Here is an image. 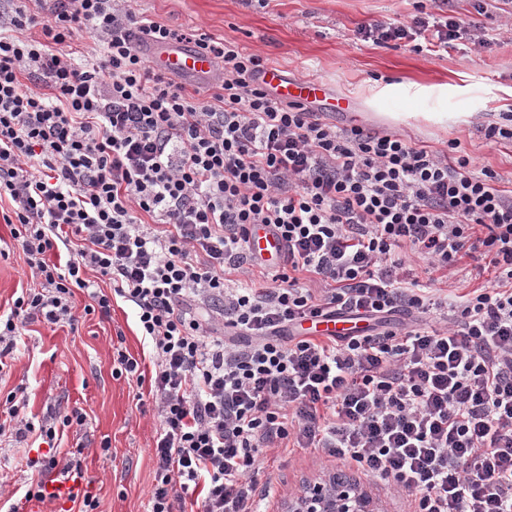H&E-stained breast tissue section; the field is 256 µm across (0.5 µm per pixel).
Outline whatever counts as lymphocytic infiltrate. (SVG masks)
Listing matches in <instances>:
<instances>
[{"label":"lymphocytic infiltrate","mask_w":512,"mask_h":512,"mask_svg":"<svg viewBox=\"0 0 512 512\" xmlns=\"http://www.w3.org/2000/svg\"><path fill=\"white\" fill-rule=\"evenodd\" d=\"M82 30L96 49L78 63ZM356 34L491 43L448 14ZM148 39L194 44L221 80L188 91L148 64ZM264 69L132 0H15L0 14V220L32 280L0 318V359L32 321L74 325L75 290L88 315L109 317L116 296L133 307L161 417L150 512H184L196 483L198 512H260L263 455L291 441L415 497L416 512H512V189L467 156L276 99ZM257 224L282 238L281 266L251 254ZM411 254L446 278L477 255L491 278L439 297L405 277ZM398 312L410 324L386 329ZM336 317L366 326L300 333ZM5 403L0 436L50 444L85 421L59 409L37 426L15 395Z\"/></svg>","instance_id":"1"}]
</instances>
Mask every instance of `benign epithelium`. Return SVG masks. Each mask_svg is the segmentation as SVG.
Returning <instances> with one entry per match:
<instances>
[{
  "instance_id": "obj_1",
  "label": "benign epithelium",
  "mask_w": 512,
  "mask_h": 512,
  "mask_svg": "<svg viewBox=\"0 0 512 512\" xmlns=\"http://www.w3.org/2000/svg\"><path fill=\"white\" fill-rule=\"evenodd\" d=\"M284 512H381V507L348 472L336 471L306 483L285 502Z\"/></svg>"
}]
</instances>
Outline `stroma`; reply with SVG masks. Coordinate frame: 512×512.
Masks as SVG:
<instances>
[{
	"label": "stroma",
	"instance_id": "stroma-1",
	"mask_svg": "<svg viewBox=\"0 0 512 512\" xmlns=\"http://www.w3.org/2000/svg\"><path fill=\"white\" fill-rule=\"evenodd\" d=\"M416 0H139L137 7L173 28H197L236 42L295 79H316L352 101L347 113L331 116L337 127L353 125L403 135L436 150L460 144L474 169L489 167L512 178V143L491 144L485 127L512 112V0L477 13L472 0H425L426 10L486 27L493 41L480 49L415 52L401 44L376 46L356 37L358 25L372 20L404 21ZM28 266L15 248L9 225L0 222V314L9 313L20 289L28 287ZM80 316L74 327L41 321L27 325L13 355L0 369V401L23 390L25 412L41 422L48 408L76 409L81 429H65L53 445L37 435L0 439V475L13 479L42 473L26 462L51 453L65 459L83 444L84 473L96 496L97 512H147L155 466L153 443L160 417L149 384L112 373L115 349L151 371L150 349L132 312L114 299L110 319L83 315L89 299L75 291ZM109 451H101V444ZM274 494L268 512L309 481L335 471L336 463L314 448L276 449L268 454Z\"/></svg>",
	"mask_w": 512,
	"mask_h": 512
}]
</instances>
